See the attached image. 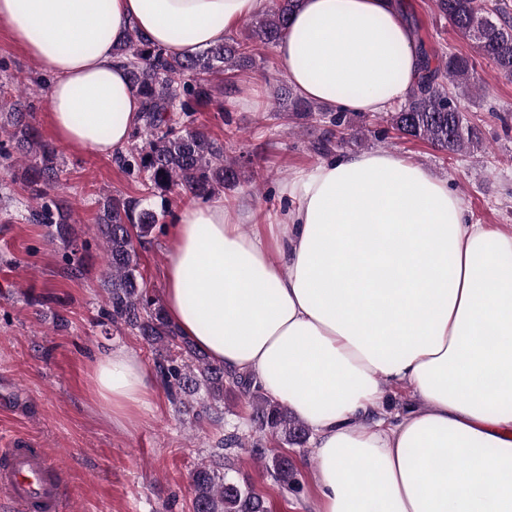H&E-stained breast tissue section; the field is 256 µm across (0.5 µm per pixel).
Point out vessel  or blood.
<instances>
[{
	"label": "vessel or blood",
	"instance_id": "obj_1",
	"mask_svg": "<svg viewBox=\"0 0 512 512\" xmlns=\"http://www.w3.org/2000/svg\"><path fill=\"white\" fill-rule=\"evenodd\" d=\"M0 503L8 512H71L75 494L48 453L20 440L0 452Z\"/></svg>",
	"mask_w": 512,
	"mask_h": 512
}]
</instances>
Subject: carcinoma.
<instances>
[{
    "instance_id": "obj_1",
    "label": "carcinoma",
    "mask_w": 512,
    "mask_h": 512,
    "mask_svg": "<svg viewBox=\"0 0 512 512\" xmlns=\"http://www.w3.org/2000/svg\"><path fill=\"white\" fill-rule=\"evenodd\" d=\"M295 0H273L268 11L257 16L240 39L226 40L191 58L164 53L137 31L115 48L126 60L130 83L142 100L140 127L132 137L142 145L117 152L115 161L137 179L143 191L160 202L143 204L138 198L108 196L98 217L97 231L105 244L103 285L108 293L102 318L142 337L159 350L155 367L170 399L188 404L202 397L205 409L224 405V391L241 396L259 429L290 445H302L306 427L288 407L267 397L251 375L224 371L209 356L181 336L168 321L164 306L148 294L139 267L138 247L148 242L160 220L169 212L168 193L175 189L206 200L217 190L239 183L238 159L227 153L224 142L194 126L199 108L211 102L213 80L251 66L255 51L272 48L288 30ZM440 17L454 31L473 41L479 57L506 77H512V12L503 3L494 10L485 0H436ZM420 68L407 103L385 114L383 120L398 134L429 143L449 155H473L485 151L478 127L467 121L462 96L474 88L476 65L472 57L456 52L427 49L419 41ZM276 112H297L307 117L320 112L332 127L347 130L353 140L363 131L353 127L349 113L328 112L295 95L286 85H276L270 94ZM5 113L6 140L0 141V156L14 151L30 162L24 180L29 194L43 199L30 210V224H44L62 241L70 238L69 215L50 192L59 187L58 149L43 139L33 123V99L16 84H0V108ZM242 444L229 436L218 444V461L202 464L192 474L194 512H268L262 496L251 486L234 482L221 473L222 450ZM273 480L283 487L295 484L288 457L266 463L263 449H253Z\"/></svg>"
}]
</instances>
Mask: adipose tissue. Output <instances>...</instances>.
Segmentation results:
<instances>
[{
	"label": "adipose tissue",
	"instance_id": "1",
	"mask_svg": "<svg viewBox=\"0 0 512 512\" xmlns=\"http://www.w3.org/2000/svg\"><path fill=\"white\" fill-rule=\"evenodd\" d=\"M268 0H0V25L52 74L63 145L112 155L141 103L113 48L224 42ZM309 101L374 114L404 101L417 50L393 0H299L276 46ZM263 232L223 201L177 212L169 321L226 370L252 372L310 430L316 512H512V229L470 223L445 179L384 150L346 152L284 184ZM93 395L128 420L151 371L116 349ZM421 399L405 415L384 395Z\"/></svg>",
	"mask_w": 512,
	"mask_h": 512
}]
</instances>
